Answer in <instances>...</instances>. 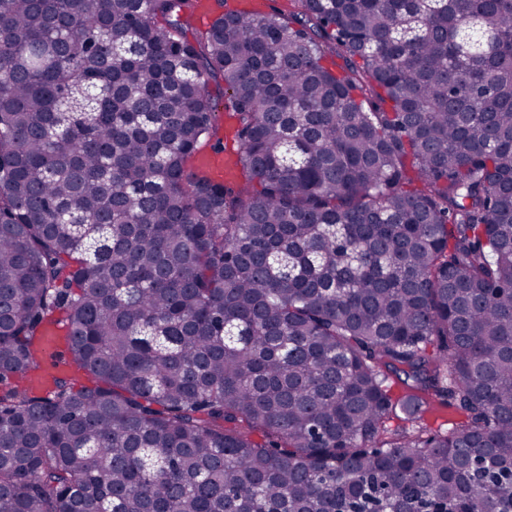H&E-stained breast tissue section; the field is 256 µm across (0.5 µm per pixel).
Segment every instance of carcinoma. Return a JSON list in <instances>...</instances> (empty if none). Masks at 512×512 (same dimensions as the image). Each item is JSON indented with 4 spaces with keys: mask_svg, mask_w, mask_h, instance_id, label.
Masks as SVG:
<instances>
[{
    "mask_svg": "<svg viewBox=\"0 0 512 512\" xmlns=\"http://www.w3.org/2000/svg\"><path fill=\"white\" fill-rule=\"evenodd\" d=\"M200 2L0 0V512H512V0ZM425 423L432 430L448 431L463 420L462 412L455 406L435 404L425 415Z\"/></svg>",
    "mask_w": 512,
    "mask_h": 512,
    "instance_id": "cac0c4a2",
    "label": "carcinoma"
}]
</instances>
